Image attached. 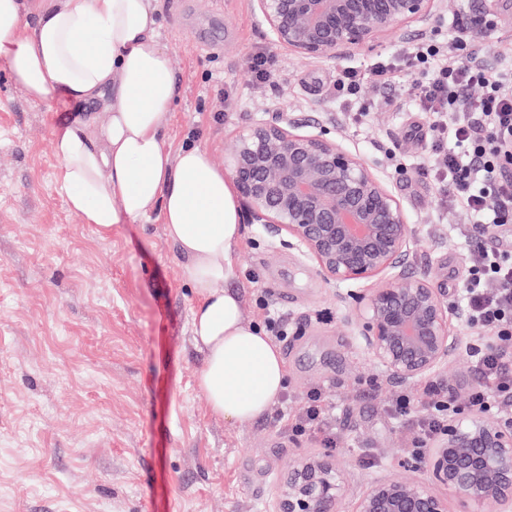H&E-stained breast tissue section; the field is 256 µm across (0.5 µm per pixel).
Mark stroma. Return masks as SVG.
<instances>
[{
    "label": "stroma",
    "instance_id": "1",
    "mask_svg": "<svg viewBox=\"0 0 512 512\" xmlns=\"http://www.w3.org/2000/svg\"><path fill=\"white\" fill-rule=\"evenodd\" d=\"M158 0V39L171 55L178 99L169 141L186 138L224 165L239 132L285 113L324 124L363 157L418 230L415 270L447 280V299L482 244L471 218L447 206L417 172L427 118L409 71L387 89L362 88L368 115L354 122L329 94L337 72L364 71L404 46L393 34L340 61L306 60L275 45L252 0ZM464 31L486 59L512 73V0H451L427 37ZM269 51L275 78L258 83L254 50ZM76 108L32 103L0 61V512H267L276 479L311 439L292 440L287 417L322 389L336 427L347 486L340 512L376 478L403 474L411 431L393 403L434 391L469 403L482 377L476 355L449 362L413 385L391 381L347 327L336 286L295 246L245 224L235 283L249 319L264 324L255 285L288 315L281 343L287 387L271 410L246 423L211 413L196 385L202 353L191 339L194 302L183 260L158 215L110 236L70 211L58 189L54 128Z\"/></svg>",
    "mask_w": 512,
    "mask_h": 512
}]
</instances>
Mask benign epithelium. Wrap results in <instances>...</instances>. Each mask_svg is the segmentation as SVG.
Segmentation results:
<instances>
[{"mask_svg":"<svg viewBox=\"0 0 512 512\" xmlns=\"http://www.w3.org/2000/svg\"><path fill=\"white\" fill-rule=\"evenodd\" d=\"M274 42L303 59L334 60L389 33L405 36L437 18V0H253ZM293 117L258 122L239 134L228 167L249 219L287 237L329 282L380 278L363 291L337 290L352 309L347 324L387 376L410 384L478 351L452 328L460 307L425 271L412 270L416 231L403 206L360 155L329 137L300 132ZM462 512L485 503L512 512V414L483 418L474 406L448 417L427 454L404 477L373 480L353 512H448L438 489ZM344 476L329 456L308 454L279 479L269 512H338Z\"/></svg>","mask_w":512,"mask_h":512,"instance_id":"obj_1","label":"benign epithelium"}]
</instances>
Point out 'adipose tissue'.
Listing matches in <instances>:
<instances>
[{
	"label": "adipose tissue",
	"instance_id": "adipose-tissue-1",
	"mask_svg": "<svg viewBox=\"0 0 512 512\" xmlns=\"http://www.w3.org/2000/svg\"><path fill=\"white\" fill-rule=\"evenodd\" d=\"M156 9V0H0V60L32 102L104 107L106 121L91 112L52 132L64 202L105 234L158 213L194 293L197 385L214 415L248 422L279 399L286 363L232 283L243 238L233 182L207 149L168 143L177 88Z\"/></svg>",
	"mask_w": 512,
	"mask_h": 512
}]
</instances>
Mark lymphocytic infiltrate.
Wrapping results in <instances>:
<instances>
[{"mask_svg":"<svg viewBox=\"0 0 512 512\" xmlns=\"http://www.w3.org/2000/svg\"><path fill=\"white\" fill-rule=\"evenodd\" d=\"M403 57L418 74L413 89L421 110L430 116L428 150L419 173L470 215L475 232L485 233L512 210V163L506 158L512 151V76H503L481 51L460 58L431 40L408 45ZM394 73V65L386 60L366 75L348 68L337 75L331 94L353 108L364 80L384 88L392 84ZM473 87L484 93L477 105L467 97ZM470 268L472 277L462 283L470 327L512 340V254L484 245L472 255ZM479 363L484 383L473 391L472 404L481 408L493 401L512 404V353L490 348ZM420 405L419 415L407 397H397L394 405L399 417L417 421L410 440L417 456L439 435L446 410L444 400L434 393ZM288 431L333 445L335 430L322 390L307 393L303 410L289 422Z\"/></svg>","mask_w":512,"mask_h":512,"instance_id":"f902f5d3","label":"lymphocytic infiltrate"}]
</instances>
